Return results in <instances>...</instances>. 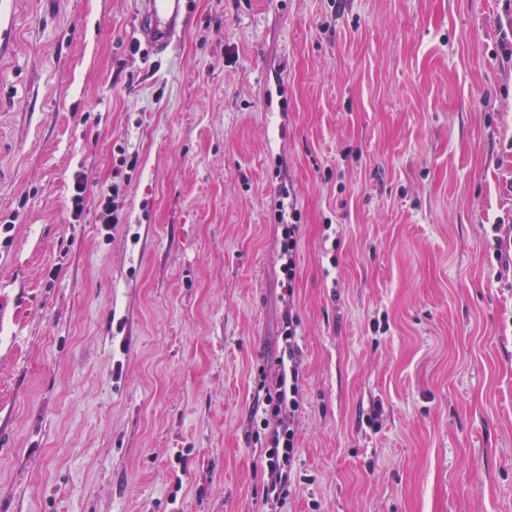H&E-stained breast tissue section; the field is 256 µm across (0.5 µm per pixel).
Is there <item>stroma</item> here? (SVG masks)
Wrapping results in <instances>:
<instances>
[{
  "label": "stroma",
  "instance_id": "stroma-1",
  "mask_svg": "<svg viewBox=\"0 0 512 512\" xmlns=\"http://www.w3.org/2000/svg\"><path fill=\"white\" fill-rule=\"evenodd\" d=\"M136 7L16 0L0 58V512H512V7L194 0L162 57ZM289 313L276 508L255 377ZM119 195V186L112 183L110 186L102 188L100 192V208L98 213V223L103 224L107 229L112 228V224L120 223V214L114 206V198ZM292 219L294 220L291 224L282 225V249L284 256L288 257V260L283 265V271L285 272L288 280H293L295 277V252L297 248V237L299 233V224H297L298 215L296 212H292ZM502 225L505 224H496L494 226V231L496 234V251H497V259L501 263L502 267L512 268V227L510 224H507L509 227L504 232V234H498L502 231ZM282 334L285 344L278 360V371L270 379L259 371L256 382L262 398L260 421L263 432L264 498L284 506L291 491V471L296 455L294 420L303 403L304 378L297 359V329L288 314ZM262 393V396L260 394Z\"/></svg>",
  "mask_w": 512,
  "mask_h": 512
}]
</instances>
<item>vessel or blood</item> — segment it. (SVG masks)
Returning a JSON list of instances; mask_svg holds the SVG:
<instances>
[{
	"label": "vessel or blood",
	"instance_id": "vessel-or-blood-1",
	"mask_svg": "<svg viewBox=\"0 0 512 512\" xmlns=\"http://www.w3.org/2000/svg\"><path fill=\"white\" fill-rule=\"evenodd\" d=\"M193 0H139L135 34L155 53L173 49L192 15ZM14 38V0H0V53Z\"/></svg>",
	"mask_w": 512,
	"mask_h": 512
}]
</instances>
